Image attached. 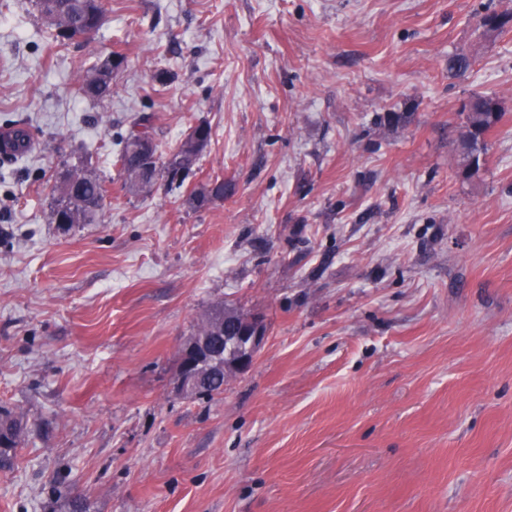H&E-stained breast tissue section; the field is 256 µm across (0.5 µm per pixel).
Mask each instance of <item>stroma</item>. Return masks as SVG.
<instances>
[{
	"instance_id": "35a3bbf8",
	"label": "stroma",
	"mask_w": 512,
	"mask_h": 512,
	"mask_svg": "<svg viewBox=\"0 0 512 512\" xmlns=\"http://www.w3.org/2000/svg\"><path fill=\"white\" fill-rule=\"evenodd\" d=\"M54 41L0 0V407L28 432L0 512H512V25L480 0H101ZM473 68L448 75V56ZM112 96L73 88L111 54ZM496 96L487 163L459 173L462 105ZM406 113L393 125L386 116ZM212 129L199 211L134 194L116 142ZM76 165L99 223L49 220ZM264 315L252 368L179 395L213 306ZM477 13L480 16V27L485 32L501 31L512 22V13H497L487 4H481ZM140 135H150L154 138L153 133L148 130V127L144 124L135 123L126 133L121 136L120 149L116 157V162L120 164V171L125 178V182L131 190L137 191L134 188L131 180V159L129 156V146L133 139ZM130 182V184L128 183ZM224 187V180L218 178L200 184L185 196L182 204L193 211L204 209L215 200H224Z\"/></svg>"
}]
</instances>
